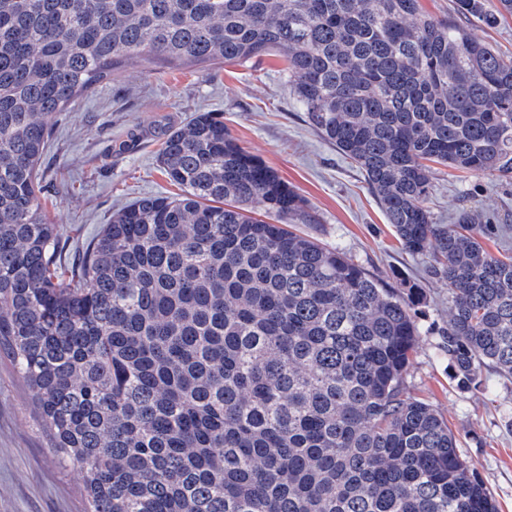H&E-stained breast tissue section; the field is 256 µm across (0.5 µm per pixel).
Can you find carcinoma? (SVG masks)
Segmentation results:
<instances>
[{
    "label": "carcinoma",
    "mask_w": 512,
    "mask_h": 512,
    "mask_svg": "<svg viewBox=\"0 0 512 512\" xmlns=\"http://www.w3.org/2000/svg\"><path fill=\"white\" fill-rule=\"evenodd\" d=\"M499 3L456 5L495 27ZM273 51L402 248L433 256L460 386L512 378V255L488 253L476 212L439 224L426 206L433 163L512 179V56L421 0H0V351L86 512H497L405 391L413 298L295 233L315 215L218 113L165 134L157 162L182 194L112 214L58 271L37 177L57 115L127 59Z\"/></svg>",
    "instance_id": "cac0c4a2"
}]
</instances>
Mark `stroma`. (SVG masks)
Here are the masks:
<instances>
[{
  "mask_svg": "<svg viewBox=\"0 0 512 512\" xmlns=\"http://www.w3.org/2000/svg\"><path fill=\"white\" fill-rule=\"evenodd\" d=\"M269 54L232 64H164L133 59L111 81L61 113L40 163V202L61 229L64 272L113 213L147 196H173L156 162L161 139L199 112H219L229 135L299 193L317 221L304 235L342 249L394 287L420 295L412 313L421 336L405 377L408 394L429 403L457 438L497 503L512 512V379L486 368L480 389H463L440 349L448 327V285L431 260L404 251L361 171L313 128ZM429 206L437 223L463 208L493 225L484 245L512 254V179L437 167ZM82 482L60 463L32 393L0 353V512H83Z\"/></svg>",
  "mask_w": 512,
  "mask_h": 512,
  "instance_id": "obj_1",
  "label": "stroma"
}]
</instances>
